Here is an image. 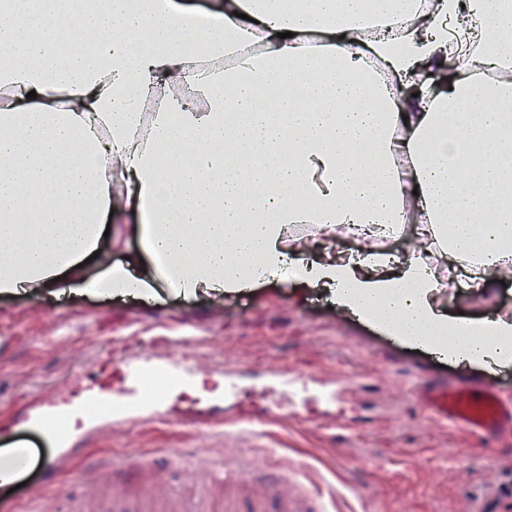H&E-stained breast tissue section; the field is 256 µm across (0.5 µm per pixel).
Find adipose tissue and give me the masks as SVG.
<instances>
[{"label": "adipose tissue", "mask_w": 512, "mask_h": 512, "mask_svg": "<svg viewBox=\"0 0 512 512\" xmlns=\"http://www.w3.org/2000/svg\"><path fill=\"white\" fill-rule=\"evenodd\" d=\"M311 2L286 17L279 0H0V295L219 300L283 278L293 252L340 311L431 351L448 332L457 363L512 364L511 314L450 318L438 300L461 274H512V7L376 0L372 23L362 0ZM128 211L150 266L87 276ZM407 223L402 257L327 247Z\"/></svg>", "instance_id": "1"}]
</instances>
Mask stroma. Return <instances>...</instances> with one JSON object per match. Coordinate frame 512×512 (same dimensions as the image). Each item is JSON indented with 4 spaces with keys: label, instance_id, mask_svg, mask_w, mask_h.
Masks as SVG:
<instances>
[{
    "label": "stroma",
    "instance_id": "35a3bbf8",
    "mask_svg": "<svg viewBox=\"0 0 512 512\" xmlns=\"http://www.w3.org/2000/svg\"><path fill=\"white\" fill-rule=\"evenodd\" d=\"M127 213L101 238L102 256L138 255ZM328 293L295 281L260 282L221 305L161 293L99 298L0 295V449L26 440L32 456L68 455L57 488L30 495L37 465L15 494L24 512H226L253 499L224 473L278 461L296 490H316L331 512H504L512 430L480 443L434 423L429 384L493 386L512 395V366L440 363L374 324L332 309ZM448 316L512 313V278L494 288L461 277L442 298ZM184 370L167 406L147 402L137 373ZM90 398L123 415L91 417ZM249 407L255 424L239 422ZM348 425L336 426L337 416ZM126 482L88 479L112 460Z\"/></svg>",
    "mask_w": 512,
    "mask_h": 512
}]
</instances>
